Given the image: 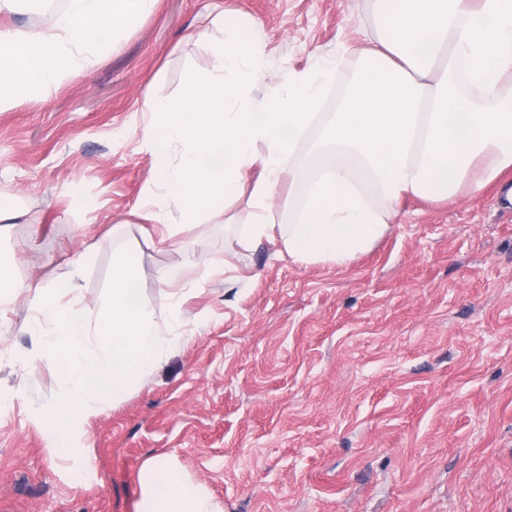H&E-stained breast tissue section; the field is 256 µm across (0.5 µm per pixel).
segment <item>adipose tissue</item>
<instances>
[{
	"mask_svg": "<svg viewBox=\"0 0 512 512\" xmlns=\"http://www.w3.org/2000/svg\"><path fill=\"white\" fill-rule=\"evenodd\" d=\"M380 20L352 57L318 60L263 103L260 24L225 25L213 43L222 73L199 74L176 99L151 98L142 143L164 135L168 160L141 201L146 221L176 233L214 216L252 170L253 211L243 237H281L294 262L343 267L390 229L406 197L475 195L512 170V0H376ZM156 0H65L47 27L0 28V112L15 91L48 95L116 49ZM352 78L321 126V159L296 164L341 70ZM285 232L272 199L281 178ZM136 512H222L170 457L144 463Z\"/></svg>",
	"mask_w": 512,
	"mask_h": 512,
	"instance_id": "1",
	"label": "adipose tissue"
}]
</instances>
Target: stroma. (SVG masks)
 Listing matches in <instances>:
<instances>
[{
    "mask_svg": "<svg viewBox=\"0 0 512 512\" xmlns=\"http://www.w3.org/2000/svg\"><path fill=\"white\" fill-rule=\"evenodd\" d=\"M225 23L254 21L270 88L360 46L373 0H158L85 74L0 112V512H135L144 461L169 455L224 512H512V202L501 183L448 201L408 197L369 252L302 266L280 239L241 243L244 183L209 223L144 239L135 206L163 145L142 148L150 97L220 70ZM79 293L67 287L84 245ZM134 250L165 323L179 267L185 334L131 392L64 423L34 412L64 373L41 353L32 288L108 305L112 263Z\"/></svg>",
    "mask_w": 512,
    "mask_h": 512,
    "instance_id": "obj_1",
    "label": "stroma"
}]
</instances>
